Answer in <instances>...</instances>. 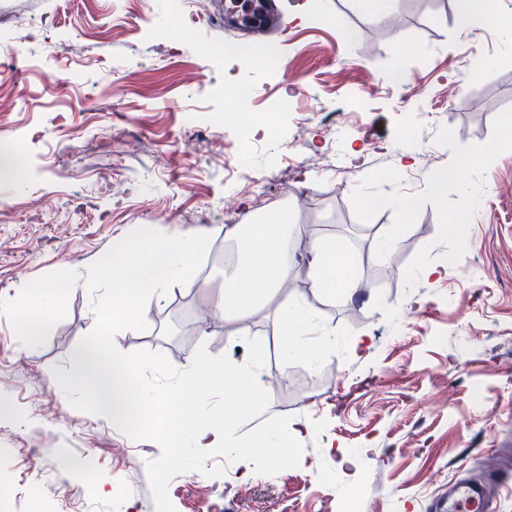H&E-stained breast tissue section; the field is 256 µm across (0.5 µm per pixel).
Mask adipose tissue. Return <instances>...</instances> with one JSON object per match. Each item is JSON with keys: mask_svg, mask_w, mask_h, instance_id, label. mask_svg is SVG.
<instances>
[{"mask_svg": "<svg viewBox=\"0 0 512 512\" xmlns=\"http://www.w3.org/2000/svg\"><path fill=\"white\" fill-rule=\"evenodd\" d=\"M224 238L232 247L224 253V281L214 309L246 331L253 313L286 286L295 249L284 217L267 224L226 225ZM308 252L313 293L327 298L352 295L356 285L349 275L350 261L335 243L320 240L309 245ZM276 318L282 361L318 366L327 343L318 316L302 304L289 303L278 306Z\"/></svg>", "mask_w": 512, "mask_h": 512, "instance_id": "adipose-tissue-1", "label": "adipose tissue"}]
</instances>
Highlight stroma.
Here are the masks:
<instances>
[{"label":"stroma","instance_id":"obj_1","mask_svg":"<svg viewBox=\"0 0 512 512\" xmlns=\"http://www.w3.org/2000/svg\"><path fill=\"white\" fill-rule=\"evenodd\" d=\"M296 3L282 0L288 32L271 40L281 66L259 69L225 55L249 41L211 20L209 0L180 35L167 0H0V38H22L0 55L17 94L0 150L27 162L25 177L0 176L19 216L0 222V461L15 474L0 499L12 512L31 496L39 512H155L147 463L160 446L73 408L54 383L91 330L88 267L138 225L211 234L195 276L146 309L147 329L113 339L180 369L202 345L248 357L236 322L200 319L224 280L221 226L287 212L301 241L350 253L359 283L349 301L281 293L310 302L330 334L315 370L282 364L275 305L252 318L258 378L279 385L267 413L301 422L307 467L244 483L213 458L223 476L172 479L177 512H236L243 499L249 512H427L451 480L512 462V0L492 33L461 31L453 0H391L374 17L358 0H318L306 16ZM243 81L255 95L228 99ZM464 156L476 163L461 179ZM59 278L75 286L26 349L12 311ZM359 336L368 349L352 348Z\"/></svg>","mask_w":512,"mask_h":512}]
</instances>
